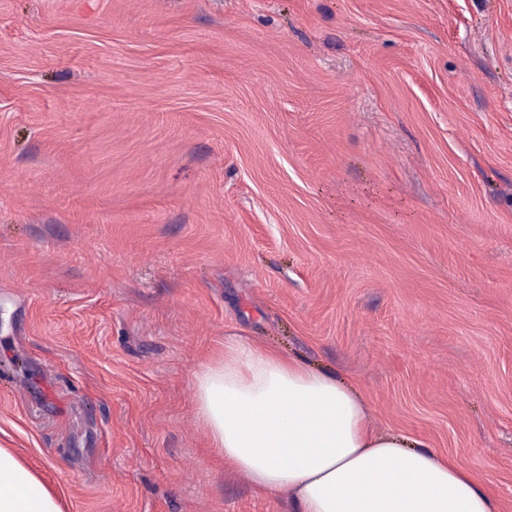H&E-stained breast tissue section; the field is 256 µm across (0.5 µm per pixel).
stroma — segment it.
<instances>
[{"label": "stroma", "mask_w": 512, "mask_h": 512, "mask_svg": "<svg viewBox=\"0 0 512 512\" xmlns=\"http://www.w3.org/2000/svg\"><path fill=\"white\" fill-rule=\"evenodd\" d=\"M228 336L512 512V0H0V445L63 512H292L208 452Z\"/></svg>", "instance_id": "1"}]
</instances>
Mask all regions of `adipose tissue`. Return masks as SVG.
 Segmentation results:
<instances>
[{"label": "adipose tissue", "mask_w": 512, "mask_h": 512, "mask_svg": "<svg viewBox=\"0 0 512 512\" xmlns=\"http://www.w3.org/2000/svg\"><path fill=\"white\" fill-rule=\"evenodd\" d=\"M194 379L211 453L256 493L285 494L294 512H498L491 481L404 434L376 431L332 372L229 336ZM0 512H61L2 447Z\"/></svg>", "instance_id": "1"}]
</instances>
